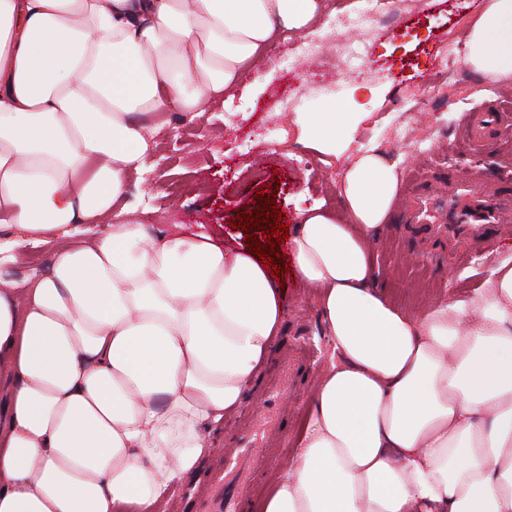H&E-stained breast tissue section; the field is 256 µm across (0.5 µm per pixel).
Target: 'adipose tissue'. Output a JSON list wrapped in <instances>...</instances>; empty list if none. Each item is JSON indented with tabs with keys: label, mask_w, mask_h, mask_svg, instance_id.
<instances>
[{
	"label": "adipose tissue",
	"mask_w": 512,
	"mask_h": 512,
	"mask_svg": "<svg viewBox=\"0 0 512 512\" xmlns=\"http://www.w3.org/2000/svg\"><path fill=\"white\" fill-rule=\"evenodd\" d=\"M326 0H0V224L53 257L0 281V512H159L246 397L287 306L246 246L151 232L125 198L174 112L202 115ZM464 61L512 85V0H483ZM355 112L301 118L332 154ZM399 191L380 152L341 211L281 240L330 362L298 447L253 512H512V258L412 314L375 286Z\"/></svg>",
	"instance_id": "adipose-tissue-1"
}]
</instances>
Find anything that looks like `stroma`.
Returning a JSON list of instances; mask_svg holds the SVG:
<instances>
[{
    "mask_svg": "<svg viewBox=\"0 0 512 512\" xmlns=\"http://www.w3.org/2000/svg\"><path fill=\"white\" fill-rule=\"evenodd\" d=\"M477 2L412 0L407 8L390 6L375 28L353 32L366 53L361 76L351 80H337L325 65L330 51L327 22H320L315 33L277 41L272 50L275 70L258 85L210 102L202 117L175 116L173 134L160 137L151 162L129 181L127 201L135 217L157 230L201 224L240 243L244 234L230 222L256 198L260 182L253 178L254 170L276 174L270 191L285 217L319 202L336 207V185L344 167L366 140L397 163L402 195L428 194L464 177L512 192V132L503 134L495 155L480 160L461 141L462 113L512 108V91L481 83L463 62V35ZM284 96L297 97L300 115L325 112L336 103L367 118L352 132L349 148L331 158L302 142L299 126L291 121L284 125L287 140L256 136L257 127L275 116L276 102ZM230 104L239 112L231 122L224 118ZM248 137L253 148L241 152L238 144ZM375 254L377 287L417 311L432 297L481 286L496 264L512 258V223L492 228L484 243L465 248L453 238L434 236L425 225L407 222L398 206ZM318 324L307 290L289 286L283 336L272 346L237 413L207 433L214 454L181 481L167 512H183L187 493L209 500V473L235 452L254 413L263 409L268 388L284 374L288 393L282 428L267 439L275 464L254 477L256 489L272 487L288 463L305 405L327 360L326 343L316 335Z\"/></svg>",
    "mask_w": 512,
    "mask_h": 512,
    "instance_id": "1",
    "label": "stroma"
}]
</instances>
